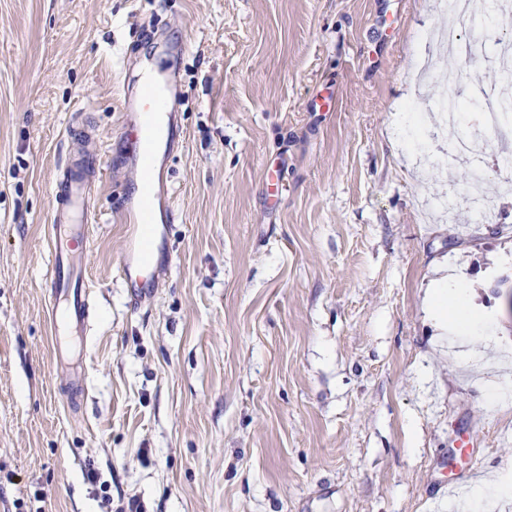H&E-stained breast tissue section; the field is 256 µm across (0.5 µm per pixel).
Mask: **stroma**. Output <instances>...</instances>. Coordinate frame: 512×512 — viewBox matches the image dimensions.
<instances>
[{
	"instance_id": "35a3bbf8",
	"label": "stroma",
	"mask_w": 512,
	"mask_h": 512,
	"mask_svg": "<svg viewBox=\"0 0 512 512\" xmlns=\"http://www.w3.org/2000/svg\"><path fill=\"white\" fill-rule=\"evenodd\" d=\"M447 24L440 0H0V512H440L461 439L472 476L512 464L488 402L512 370L461 368L425 306L454 266L512 346V131L452 160L434 108L498 88L512 12L458 20L464 67L422 39ZM147 68L177 101L173 217L135 306L117 211ZM69 157L106 172L76 393L44 288Z\"/></svg>"
}]
</instances>
